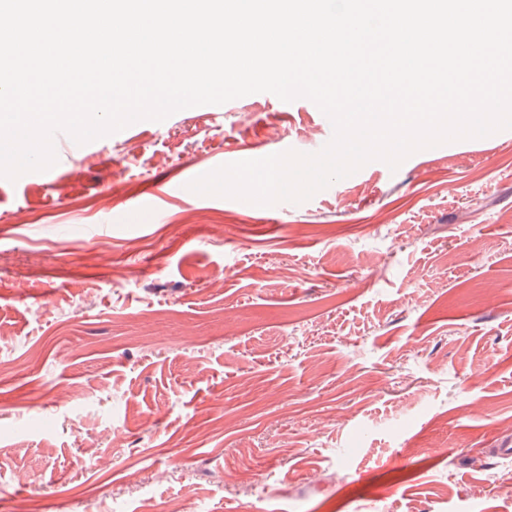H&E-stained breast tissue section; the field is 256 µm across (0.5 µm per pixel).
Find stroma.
I'll return each instance as SVG.
<instances>
[{"label": "stroma", "mask_w": 512, "mask_h": 512, "mask_svg": "<svg viewBox=\"0 0 512 512\" xmlns=\"http://www.w3.org/2000/svg\"><path fill=\"white\" fill-rule=\"evenodd\" d=\"M333 135L247 95L0 178V512H512V130L278 208L187 187Z\"/></svg>", "instance_id": "obj_1"}]
</instances>
